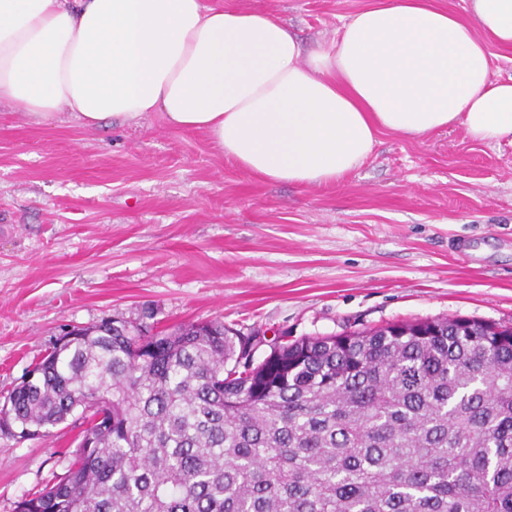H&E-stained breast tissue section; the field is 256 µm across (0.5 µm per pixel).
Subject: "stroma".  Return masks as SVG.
<instances>
[{
    "mask_svg": "<svg viewBox=\"0 0 512 512\" xmlns=\"http://www.w3.org/2000/svg\"><path fill=\"white\" fill-rule=\"evenodd\" d=\"M266 11L306 47L374 0H204ZM154 312L264 343L465 316L512 322V138L380 132L335 183L242 169L152 115L86 129L0 104V400L66 328ZM80 416L0 432V512L73 461Z\"/></svg>",
    "mask_w": 512,
    "mask_h": 512,
    "instance_id": "obj_1",
    "label": "stroma"
}]
</instances>
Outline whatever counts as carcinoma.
I'll return each mask as SVG.
<instances>
[{
	"mask_svg": "<svg viewBox=\"0 0 512 512\" xmlns=\"http://www.w3.org/2000/svg\"><path fill=\"white\" fill-rule=\"evenodd\" d=\"M144 316L76 327L0 406L26 438L84 415L15 512H512V325L428 318L308 337Z\"/></svg>",
	"mask_w": 512,
	"mask_h": 512,
	"instance_id": "1",
	"label": "carcinoma"
}]
</instances>
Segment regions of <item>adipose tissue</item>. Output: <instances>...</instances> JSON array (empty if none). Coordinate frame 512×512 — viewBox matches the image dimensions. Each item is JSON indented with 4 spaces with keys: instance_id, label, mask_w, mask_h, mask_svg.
I'll return each mask as SVG.
<instances>
[{
    "instance_id": "adipose-tissue-1",
    "label": "adipose tissue",
    "mask_w": 512,
    "mask_h": 512,
    "mask_svg": "<svg viewBox=\"0 0 512 512\" xmlns=\"http://www.w3.org/2000/svg\"><path fill=\"white\" fill-rule=\"evenodd\" d=\"M469 15L376 0L306 52L277 17L203 0H0V101L89 129L154 112L250 173L325 185L382 129L512 136V78L492 80L490 50L512 47V0H470Z\"/></svg>"
}]
</instances>
